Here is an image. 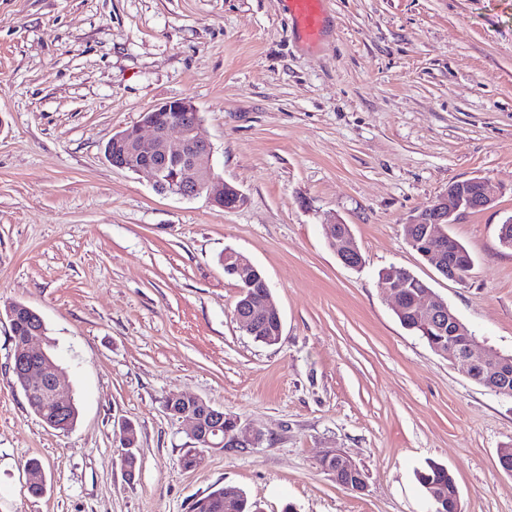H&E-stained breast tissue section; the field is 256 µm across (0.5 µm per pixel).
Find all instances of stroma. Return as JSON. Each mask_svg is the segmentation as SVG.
<instances>
[{
  "mask_svg": "<svg viewBox=\"0 0 512 512\" xmlns=\"http://www.w3.org/2000/svg\"><path fill=\"white\" fill-rule=\"evenodd\" d=\"M180 98L241 207L159 193L105 158L114 133ZM474 177L495 202L449 225L472 261L452 281L404 226ZM511 216L512 0H327L315 47L287 0H0V312L42 315L39 345L79 411L65 433L33 414L0 319V512H189L222 486L259 512H430L416 473L431 462L453 473L462 512H512L498 463L512 400L404 329L379 286L407 269L490 354H512ZM332 219L362 265L338 259ZM228 248L265 277L275 344L234 320ZM173 393L260 441L185 469L194 440L165 409ZM336 448L364 491L320 465ZM326 233L332 238L331 246L336 250V240L340 242L337 256L346 266H356L363 262L362 255L346 224H324ZM332 452L336 454V470L331 472L336 476V481L350 490L363 491L367 486L365 472L349 456L337 450ZM346 476L349 481L345 480Z\"/></svg>",
  "mask_w": 512,
  "mask_h": 512,
  "instance_id": "stroma-1",
  "label": "stroma"
}]
</instances>
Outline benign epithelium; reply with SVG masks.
<instances>
[{"label":"benign epithelium","instance_id":"7a95c632","mask_svg":"<svg viewBox=\"0 0 512 512\" xmlns=\"http://www.w3.org/2000/svg\"><path fill=\"white\" fill-rule=\"evenodd\" d=\"M188 112L192 115L187 124L162 126L158 121L160 112ZM202 118L197 107L189 100L166 101L145 112L141 123L120 131L107 142L105 155L112 166L147 174L156 190L193 198L203 193L224 208L241 206L245 197L239 189L223 181L204 163L211 147L199 134ZM179 136L178 144L172 145L170 135ZM492 203L486 183L480 178L459 181L448 186V193L439 197L427 211L406 225V236L414 248H423L426 257L433 260L444 276L450 280L464 279L462 257L466 253L448 235L447 226L455 223L462 210L484 209ZM326 233L332 238L331 246L337 247V256L346 266L363 262L362 255L345 224H326ZM224 263L236 274L239 296L243 297V311L234 317L239 328L247 334L256 332L259 321L272 317L281 320L278 309L268 296L266 281L257 268L242 253L231 248L224 251ZM383 288L395 306V311L404 313L408 308L411 283L405 270L393 268L380 277ZM418 316L424 320L423 331L434 329L448 337V360L464 365L468 376L475 374L489 382L495 394L512 399V358L500 356L487 358V350L479 345L476 337L450 311L447 302L425 288L412 301ZM37 315L32 308L16 303L8 307L6 317L10 326H15L24 317ZM9 370L20 379L26 395L33 405L46 401L64 404L69 400V391L61 384L58 368L43 350L35 348L34 338H29L12 356ZM199 409L186 410L178 414L191 424L192 437L197 448H223L256 443L261 435L238 423L225 421L224 410L207 402L197 400ZM336 481L357 492L367 486L365 472L347 455L336 452Z\"/></svg>","mask_w":512,"mask_h":512}]
</instances>
